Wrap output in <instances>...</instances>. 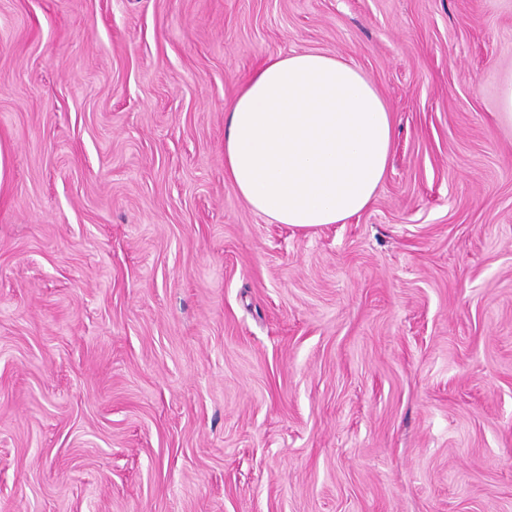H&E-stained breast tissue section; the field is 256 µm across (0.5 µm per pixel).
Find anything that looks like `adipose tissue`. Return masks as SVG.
I'll use <instances>...</instances> for the list:
<instances>
[{
	"instance_id": "1",
	"label": "adipose tissue",
	"mask_w": 512,
	"mask_h": 512,
	"mask_svg": "<svg viewBox=\"0 0 512 512\" xmlns=\"http://www.w3.org/2000/svg\"><path fill=\"white\" fill-rule=\"evenodd\" d=\"M393 114L353 64L302 51L265 63L230 101L224 174L254 212L281 224H342L385 180Z\"/></svg>"
}]
</instances>
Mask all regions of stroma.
Segmentation results:
<instances>
[{
	"label": "stroma",
	"instance_id": "35a3bbf8",
	"mask_svg": "<svg viewBox=\"0 0 512 512\" xmlns=\"http://www.w3.org/2000/svg\"><path fill=\"white\" fill-rule=\"evenodd\" d=\"M336 54L374 201L251 211L224 110ZM512 0H0V512H512Z\"/></svg>",
	"mask_w": 512,
	"mask_h": 512
}]
</instances>
